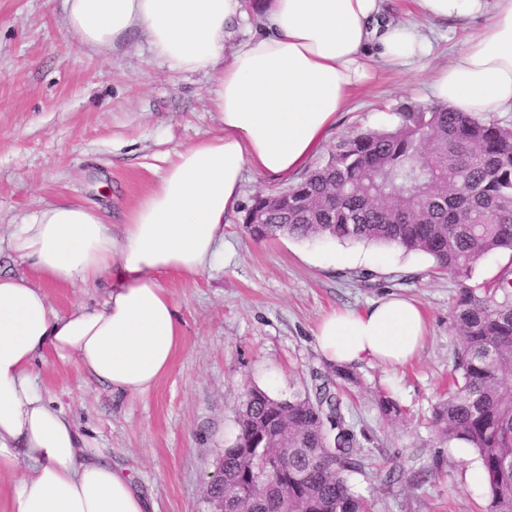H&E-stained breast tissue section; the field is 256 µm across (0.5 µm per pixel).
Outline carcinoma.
Returning a JSON list of instances; mask_svg holds the SVG:
<instances>
[{
	"instance_id": "obj_1",
	"label": "carcinoma",
	"mask_w": 512,
	"mask_h": 512,
	"mask_svg": "<svg viewBox=\"0 0 512 512\" xmlns=\"http://www.w3.org/2000/svg\"><path fill=\"white\" fill-rule=\"evenodd\" d=\"M390 131L339 142L327 161L245 208L257 240L365 242L430 256L459 278L458 349L448 396L435 409L440 435L477 453L490 512H512V270L467 283L488 254L512 251V127L435 104L402 107ZM262 212L266 223H252ZM237 433L218 468L243 512H372L354 491L356 435L326 379L287 399L246 390Z\"/></svg>"
}]
</instances>
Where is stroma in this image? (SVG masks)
I'll return each instance as SVG.
<instances>
[{
    "label": "stroma",
    "mask_w": 512,
    "mask_h": 512,
    "mask_svg": "<svg viewBox=\"0 0 512 512\" xmlns=\"http://www.w3.org/2000/svg\"><path fill=\"white\" fill-rule=\"evenodd\" d=\"M483 24L426 19L435 38L427 62L372 60L371 81L312 165L358 131L392 128L397 108L434 104L435 72ZM211 88L209 77L170 69L137 35L113 50L89 51L67 32L62 0H0V239L25 215L61 202L97 210L109 226L122 223L176 150L215 132ZM431 266L425 254L375 244L258 242L237 213L224 222L223 266L159 277L183 339L150 391L113 390L49 352L31 374L91 451L132 474L150 512H211L205 483L235 437L246 387L283 399L313 390L333 370L314 337L319 320L404 294L427 317L419 355L395 367L354 365L341 384L363 464L351 482L374 512H487L486 484L469 481L479 465L475 452L442 439L433 417L454 364L459 285L453 274H431ZM364 272L369 280H361ZM384 397L398 404V415L383 414Z\"/></svg>",
    "instance_id": "35a3bbf8"
}]
</instances>
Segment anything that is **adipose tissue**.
Segmentation results:
<instances>
[{"instance_id": "ef3b65f1", "label": "adipose tissue", "mask_w": 512, "mask_h": 512, "mask_svg": "<svg viewBox=\"0 0 512 512\" xmlns=\"http://www.w3.org/2000/svg\"><path fill=\"white\" fill-rule=\"evenodd\" d=\"M427 19L485 18L440 68L431 94L457 112L512 111V0H414ZM68 32L93 52L139 33L153 54L213 80L218 130L177 151L160 181L111 231L96 210L46 206L14 225L8 248L31 276L0 273V464L29 472L11 488L12 512H147L131 474L92 459L62 409L30 376L51 352L128 394L152 389L182 336L159 281L224 260V219L237 213L245 171L281 178L307 167L353 94L370 78L375 46L386 64L428 59L419 23L383 22L381 0H63ZM264 30L232 41L250 16ZM111 280L101 306L61 314L47 290ZM427 320L397 293L317 324L322 355L340 366L403 365Z\"/></svg>"}]
</instances>
